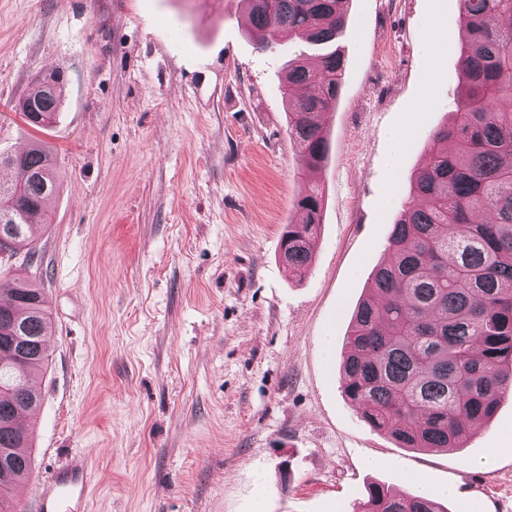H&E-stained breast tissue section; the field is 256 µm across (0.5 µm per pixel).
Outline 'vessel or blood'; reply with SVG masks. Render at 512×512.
Wrapping results in <instances>:
<instances>
[{
    "label": "vessel or blood",
    "instance_id": "vessel-or-blood-1",
    "mask_svg": "<svg viewBox=\"0 0 512 512\" xmlns=\"http://www.w3.org/2000/svg\"><path fill=\"white\" fill-rule=\"evenodd\" d=\"M93 481L90 454H79L36 489L39 512H88Z\"/></svg>",
    "mask_w": 512,
    "mask_h": 512
}]
</instances>
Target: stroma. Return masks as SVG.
Wrapping results in <instances>:
<instances>
[{
  "mask_svg": "<svg viewBox=\"0 0 512 512\" xmlns=\"http://www.w3.org/2000/svg\"><path fill=\"white\" fill-rule=\"evenodd\" d=\"M345 15L312 173L280 84L323 49H257L243 0H0V152L41 140L61 174L33 259L0 261V284L44 288L52 329L22 512L75 452L97 463L89 512H353L374 481L512 512L511 396L463 450L411 451L341 388L352 315L456 108L461 33L458 0H347ZM50 73L63 101L40 132L19 104ZM315 185V262L294 276L281 237Z\"/></svg>",
  "mask_w": 512,
  "mask_h": 512,
  "instance_id": "1",
  "label": "stroma"
}]
</instances>
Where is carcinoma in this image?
<instances>
[{
    "instance_id": "1",
    "label": "carcinoma",
    "mask_w": 512,
    "mask_h": 512,
    "mask_svg": "<svg viewBox=\"0 0 512 512\" xmlns=\"http://www.w3.org/2000/svg\"><path fill=\"white\" fill-rule=\"evenodd\" d=\"M249 33L266 51L279 38L325 45L344 26L345 0H244ZM466 37L453 120L431 135L427 164L410 184L412 200L397 216L388 256L358 304L340 365L344 394L368 425L402 448H463L512 394V0H459ZM344 80L336 51L317 67L288 66L281 85L288 137L304 169L321 168L327 125ZM24 121L43 129L62 105V84L31 87ZM19 173L0 181V234L9 253L31 252L32 227L59 190L52 152L35 143L0 152V168ZM303 223L281 239L285 265L310 270L323 194L295 201ZM48 300L29 279L0 287V512H17L15 486L33 457L20 426L39 403L34 381L48 363ZM355 512H448L429 496L370 487Z\"/></svg>"
}]
</instances>
